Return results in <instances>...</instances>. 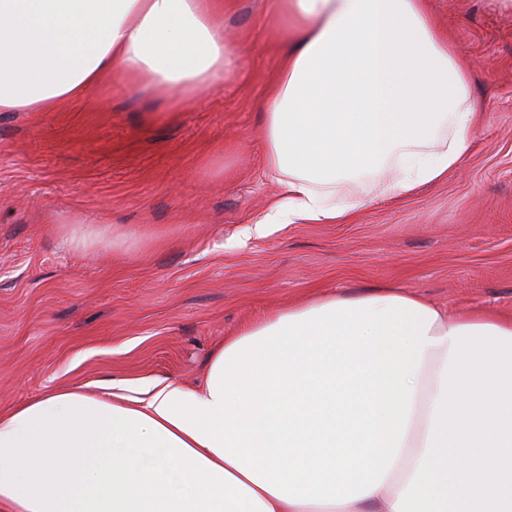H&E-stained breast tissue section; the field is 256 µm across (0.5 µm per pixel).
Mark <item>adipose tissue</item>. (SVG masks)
Returning a JSON list of instances; mask_svg holds the SVG:
<instances>
[{
  "mask_svg": "<svg viewBox=\"0 0 512 512\" xmlns=\"http://www.w3.org/2000/svg\"><path fill=\"white\" fill-rule=\"evenodd\" d=\"M287 47L259 114L286 189L267 224L346 221L360 184L433 182L480 121L425 0H275ZM224 0H0V112L113 72L191 98L233 54ZM7 512H512V317L378 287L228 337L201 388L43 393L0 412Z\"/></svg>",
  "mask_w": 512,
  "mask_h": 512,
  "instance_id": "1",
  "label": "adipose tissue"
}]
</instances>
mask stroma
<instances>
[{"label":"stroma","instance_id":"1","mask_svg":"<svg viewBox=\"0 0 512 512\" xmlns=\"http://www.w3.org/2000/svg\"><path fill=\"white\" fill-rule=\"evenodd\" d=\"M481 119L439 181L341 224H262L257 104L282 62L273 0H228L237 60L182 99L121 73L53 112H0V412L105 380L202 382L224 339L318 297L389 286L512 315V0H427ZM112 227L111 248L73 242Z\"/></svg>","mask_w":512,"mask_h":512}]
</instances>
